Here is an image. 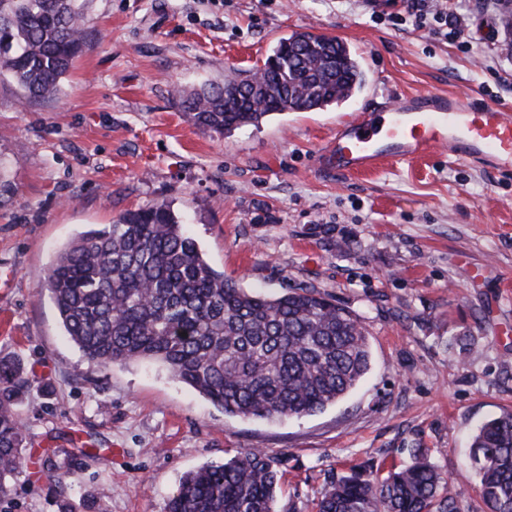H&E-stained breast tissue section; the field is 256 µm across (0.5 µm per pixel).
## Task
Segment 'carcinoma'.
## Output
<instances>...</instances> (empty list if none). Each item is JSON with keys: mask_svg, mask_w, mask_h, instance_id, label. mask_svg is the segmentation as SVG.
<instances>
[{"mask_svg": "<svg viewBox=\"0 0 512 512\" xmlns=\"http://www.w3.org/2000/svg\"><path fill=\"white\" fill-rule=\"evenodd\" d=\"M88 32L83 0H0V76L29 102L55 96ZM363 85L361 65L342 42L294 32L261 68L173 95L193 125L224 134L281 112L337 106ZM264 94L263 109H253L251 99ZM45 290L90 362L160 363L231 417L321 412L371 365L356 314L313 289L273 297L240 288L208 263L165 202L128 209L72 239L48 269ZM25 388L20 364L0 356V497L26 459L16 409ZM410 456L384 477L364 465L330 477L318 512H460L457 483L422 449ZM468 467L487 512H512V411L478 427ZM281 479L274 458L249 448L184 474L164 512H278Z\"/></svg>", "mask_w": 512, "mask_h": 512, "instance_id": "carcinoma-1", "label": "carcinoma"}]
</instances>
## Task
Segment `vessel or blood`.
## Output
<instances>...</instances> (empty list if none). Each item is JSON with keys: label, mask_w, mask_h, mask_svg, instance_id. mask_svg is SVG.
I'll return each instance as SVG.
<instances>
[{"label": "vessel or blood", "mask_w": 512, "mask_h": 512, "mask_svg": "<svg viewBox=\"0 0 512 512\" xmlns=\"http://www.w3.org/2000/svg\"><path fill=\"white\" fill-rule=\"evenodd\" d=\"M438 146L460 160L512 168V118L494 102L439 93L402 95L387 111L339 124L319 153L318 167L359 173L384 161H418Z\"/></svg>", "instance_id": "b4317fda"}]
</instances>
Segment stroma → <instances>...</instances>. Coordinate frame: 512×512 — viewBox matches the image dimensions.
I'll list each match as a JSON object with an SVG mask.
<instances>
[{"label":"stroma","mask_w":512,"mask_h":512,"mask_svg":"<svg viewBox=\"0 0 512 512\" xmlns=\"http://www.w3.org/2000/svg\"><path fill=\"white\" fill-rule=\"evenodd\" d=\"M90 34L57 97L21 104L0 80V355L20 360L32 456L0 512H162L181 477L265 449L278 512H316L329 475L409 451L465 489L469 441L512 407V171L431 152L370 174L326 173L337 123L428 92L512 114L502 0L459 9V39L394 27L403 0H85ZM310 32L359 56L364 89L341 106L284 112L228 135L187 120L191 91L262 67ZM167 202L213 268L279 296L314 289L360 316L371 369L324 411L230 417L150 362L108 369L67 339L42 286L60 249L128 209ZM467 335L472 349L452 348Z\"/></svg>","instance_id":"1"}]
</instances>
